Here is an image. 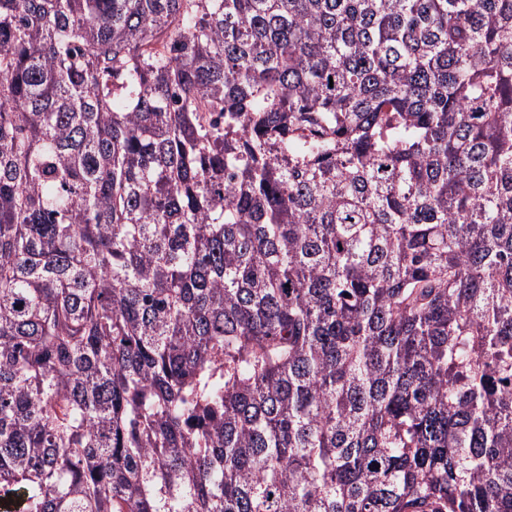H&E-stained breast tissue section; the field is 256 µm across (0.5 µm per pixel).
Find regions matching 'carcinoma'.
Listing matches in <instances>:
<instances>
[{
    "instance_id": "obj_1",
    "label": "carcinoma",
    "mask_w": 512,
    "mask_h": 512,
    "mask_svg": "<svg viewBox=\"0 0 512 512\" xmlns=\"http://www.w3.org/2000/svg\"><path fill=\"white\" fill-rule=\"evenodd\" d=\"M0 512H512V0H0Z\"/></svg>"
}]
</instances>
